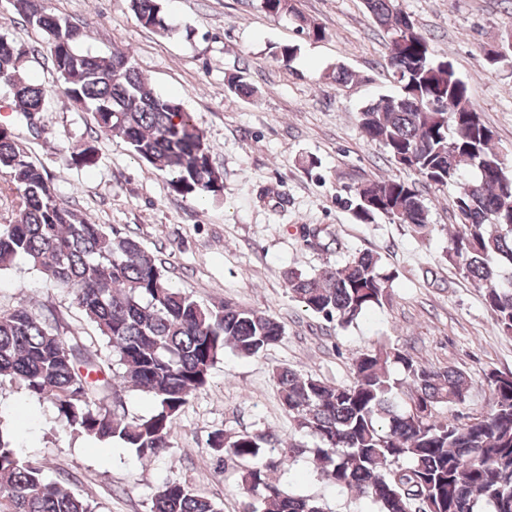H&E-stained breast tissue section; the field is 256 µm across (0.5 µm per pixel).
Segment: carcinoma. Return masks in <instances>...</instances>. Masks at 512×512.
Listing matches in <instances>:
<instances>
[{"label":"carcinoma","mask_w":512,"mask_h":512,"mask_svg":"<svg viewBox=\"0 0 512 512\" xmlns=\"http://www.w3.org/2000/svg\"><path fill=\"white\" fill-rule=\"evenodd\" d=\"M139 23L171 32L161 0H129ZM43 35L65 96L93 114L102 133L167 178L169 189L191 200L224 192V174L183 102L155 93L130 55H93L79 48L84 28L54 15L48 0H8ZM274 18H286L308 38L326 37L295 0H260ZM384 32L387 66L400 72L399 92L359 112V129L383 148L386 161L415 179L367 180L340 198L356 221L379 216L419 230L430 224L417 184L452 185L458 220L448 238V263L483 289L485 306L501 333L512 336V166L494 151L495 133L475 108L468 85L438 57L430 39L398 0H365ZM33 47L0 36V84L13 93L17 114L29 122L45 111L48 90L26 67ZM229 90L255 88L241 75ZM70 163H98L85 143ZM0 176L18 200V217L0 224V271L25 261L50 285L74 295L99 332L104 350L62 336L25 306L0 310V383L17 382L32 397L55 401L62 425L104 443L117 442L139 458L172 447L174 423L211 369L232 349L256 356L279 343L283 326L270 315L236 305L205 306L170 286L162 262L130 235L80 219L58 198L43 169L6 126H0ZM395 273L381 257L360 252L342 265L311 274L288 273V291L306 311L340 328L357 324L390 300ZM283 408L310 446L248 432L217 430L206 444L221 467L241 463L243 512H324L320 502L290 492L269 473L308 455L337 488L354 491L375 512H512V374L488 381L489 411L465 423L438 419L439 409L462 404L471 381L456 367L436 368L395 347L375 345L357 354L348 384L274 372ZM148 397L146 416L119 414L108 404L115 383ZM0 512H92L89 500L48 479L0 432ZM150 512H220L195 488L167 480Z\"/></svg>","instance_id":"cac0c4a2"}]
</instances>
